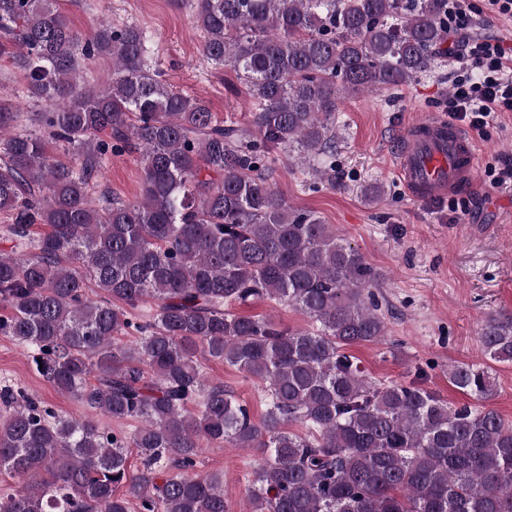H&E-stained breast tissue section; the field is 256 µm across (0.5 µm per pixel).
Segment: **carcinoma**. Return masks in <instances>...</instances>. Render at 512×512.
<instances>
[{
  "label": "carcinoma",
  "instance_id": "1",
  "mask_svg": "<svg viewBox=\"0 0 512 512\" xmlns=\"http://www.w3.org/2000/svg\"><path fill=\"white\" fill-rule=\"evenodd\" d=\"M201 54L252 101L247 123L173 90L152 36L101 20L81 37L63 0H0V54L44 111L29 129L0 100V335L87 411L61 417L35 396L0 422V471L18 487L0 512H231L196 471L202 443L256 448L246 512H512V423L484 402L488 368L455 363L473 399L377 383L346 353L387 323L364 256L271 182L285 154L336 181V112L346 96L428 76L448 39V0H193ZM95 86L80 74L100 59ZM55 141L68 160L48 151ZM135 154L132 201L95 193L113 156ZM286 304L307 329L240 315ZM148 303L151 314L132 311ZM135 342L122 344L130 332ZM485 353L512 363V317L491 318ZM211 357L265 382L261 424L206 384ZM99 413L141 425L100 429ZM295 424L305 433L291 430ZM143 470L132 474L127 449Z\"/></svg>",
  "mask_w": 512,
  "mask_h": 512
}]
</instances>
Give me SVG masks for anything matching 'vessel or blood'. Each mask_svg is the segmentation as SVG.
<instances>
[{
	"label": "vessel or blood",
	"instance_id": "obj_1",
	"mask_svg": "<svg viewBox=\"0 0 512 512\" xmlns=\"http://www.w3.org/2000/svg\"><path fill=\"white\" fill-rule=\"evenodd\" d=\"M393 160L396 172L418 199L440 198L477 180L473 140L438 117L407 123Z\"/></svg>",
	"mask_w": 512,
	"mask_h": 512
}]
</instances>
